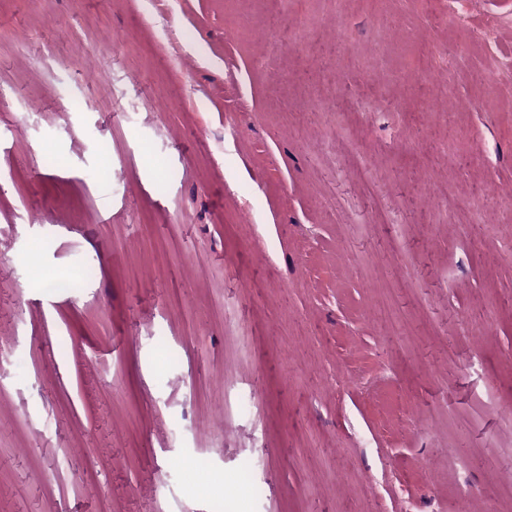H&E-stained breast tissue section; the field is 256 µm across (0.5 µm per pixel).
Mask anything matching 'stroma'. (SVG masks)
Wrapping results in <instances>:
<instances>
[{
  "instance_id": "35a3bbf8",
  "label": "stroma",
  "mask_w": 512,
  "mask_h": 512,
  "mask_svg": "<svg viewBox=\"0 0 512 512\" xmlns=\"http://www.w3.org/2000/svg\"><path fill=\"white\" fill-rule=\"evenodd\" d=\"M507 55L512 0H0V512L507 502Z\"/></svg>"
}]
</instances>
